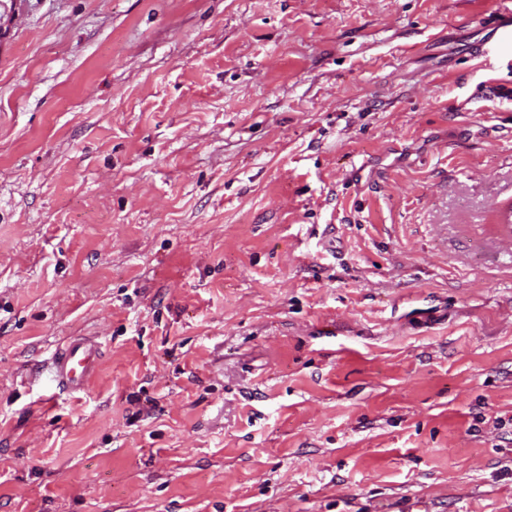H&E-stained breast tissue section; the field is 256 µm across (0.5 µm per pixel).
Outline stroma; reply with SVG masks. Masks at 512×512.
Instances as JSON below:
<instances>
[{
	"label": "stroma",
	"instance_id": "1",
	"mask_svg": "<svg viewBox=\"0 0 512 512\" xmlns=\"http://www.w3.org/2000/svg\"><path fill=\"white\" fill-rule=\"evenodd\" d=\"M492 12L0 0V512H512ZM100 360L99 343L92 337H78L70 339L54 353L48 370L60 389L78 392L88 386Z\"/></svg>",
	"mask_w": 512,
	"mask_h": 512
}]
</instances>
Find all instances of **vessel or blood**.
<instances>
[{
  "label": "vessel or blood",
  "mask_w": 512,
  "mask_h": 512,
  "mask_svg": "<svg viewBox=\"0 0 512 512\" xmlns=\"http://www.w3.org/2000/svg\"><path fill=\"white\" fill-rule=\"evenodd\" d=\"M101 360L100 345L90 337L67 341L52 356L49 374L67 392L84 390L95 375Z\"/></svg>",
  "instance_id": "1"
}]
</instances>
